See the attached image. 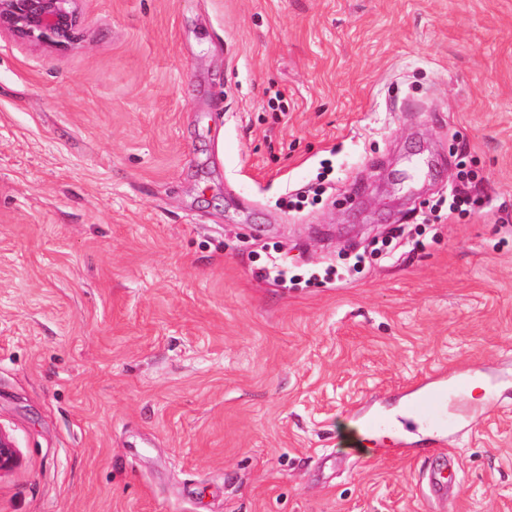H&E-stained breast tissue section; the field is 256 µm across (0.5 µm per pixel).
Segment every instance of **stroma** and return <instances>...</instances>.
Listing matches in <instances>:
<instances>
[{
  "mask_svg": "<svg viewBox=\"0 0 512 512\" xmlns=\"http://www.w3.org/2000/svg\"><path fill=\"white\" fill-rule=\"evenodd\" d=\"M77 9L0 29V512H512V0ZM77 0H1L0 28L30 42L67 46L80 25ZM478 198H473L468 194L461 192L453 193L449 196L448 202V213H441L440 209H434L430 211V217L433 221L441 222L449 218L458 216L468 215L475 210V206L480 204ZM427 220L430 221L431 218ZM444 395L443 386H429L428 384L417 387L409 398L407 412L414 416H430L439 413ZM20 463V455L13 438L0 428V474L12 471Z\"/></svg>",
  "mask_w": 512,
  "mask_h": 512,
  "instance_id": "obj_1",
  "label": "stroma"
}]
</instances>
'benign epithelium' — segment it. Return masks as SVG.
<instances>
[{"label": "benign epithelium", "mask_w": 512, "mask_h": 512, "mask_svg": "<svg viewBox=\"0 0 512 512\" xmlns=\"http://www.w3.org/2000/svg\"><path fill=\"white\" fill-rule=\"evenodd\" d=\"M77 0H0V28L30 42L67 46L80 25ZM20 463L13 438L0 428V474Z\"/></svg>", "instance_id": "benign-epithelium-1"}]
</instances>
